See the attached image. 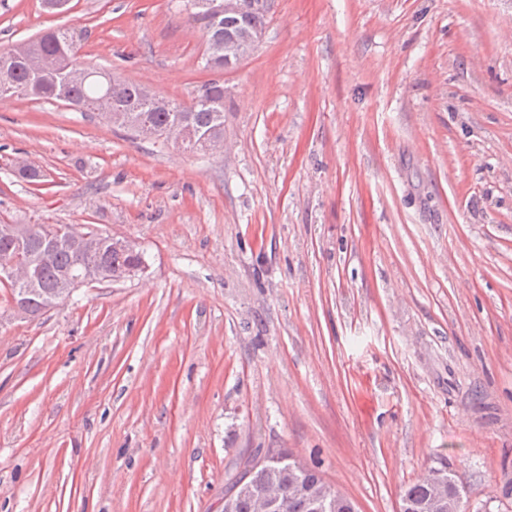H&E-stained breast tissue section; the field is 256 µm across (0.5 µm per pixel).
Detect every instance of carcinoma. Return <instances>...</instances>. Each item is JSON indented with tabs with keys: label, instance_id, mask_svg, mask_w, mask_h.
I'll return each mask as SVG.
<instances>
[{
	"label": "carcinoma",
	"instance_id": "1",
	"mask_svg": "<svg viewBox=\"0 0 512 512\" xmlns=\"http://www.w3.org/2000/svg\"><path fill=\"white\" fill-rule=\"evenodd\" d=\"M189 21L199 25L204 36L205 68L213 71L224 70V54L212 52L218 44L234 42L243 37L247 31L256 30L265 24V14L248 13L237 20L224 23H212L206 16L194 13ZM77 44V36L62 30L50 28L42 32L30 45L51 62H56L68 55L69 46ZM0 62L7 64L6 72H0V98L11 96L14 89H22V94L47 103L59 102L60 84L53 78H38L26 66L23 59L13 56V51L1 52ZM209 102L199 101L188 107L169 102V108L156 109L151 102L150 90L146 87L128 82L117 90L107 86V82L98 77H91L79 83L67 85V104L81 112L112 114L121 112L129 114L136 121L153 130L155 137L167 138V131L179 124L192 126L199 137L224 135V84L217 80L207 82ZM59 230H67L64 224H44L40 234L23 242L22 255L32 257L36 270V291L27 300V313L31 316L43 314L56 305L61 298V288L68 274H75L82 266L83 258L79 251L66 244H55L53 238ZM144 255L119 251H108L103 257V264L109 275L99 278L101 282L112 281V273L124 267L141 263ZM268 475L265 468L256 461H247L231 480L235 484L244 478L260 482ZM275 476L283 493L288 497V512H309L305 501L294 496L297 476L286 468L275 471ZM430 494L425 479L420 478L406 488L402 499L413 504H420Z\"/></svg>",
	"mask_w": 512,
	"mask_h": 512
}]
</instances>
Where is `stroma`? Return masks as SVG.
Returning <instances> with one entry per match:
<instances>
[{"label":"stroma","mask_w":512,"mask_h":512,"mask_svg":"<svg viewBox=\"0 0 512 512\" xmlns=\"http://www.w3.org/2000/svg\"><path fill=\"white\" fill-rule=\"evenodd\" d=\"M186 2L0 0V49L69 28L186 102L211 77ZM508 24L512 0H275L217 154L0 100V222L147 263L35 318L0 286V512H224L269 448L359 512L434 468L512 512Z\"/></svg>","instance_id":"35a3bbf8"}]
</instances>
